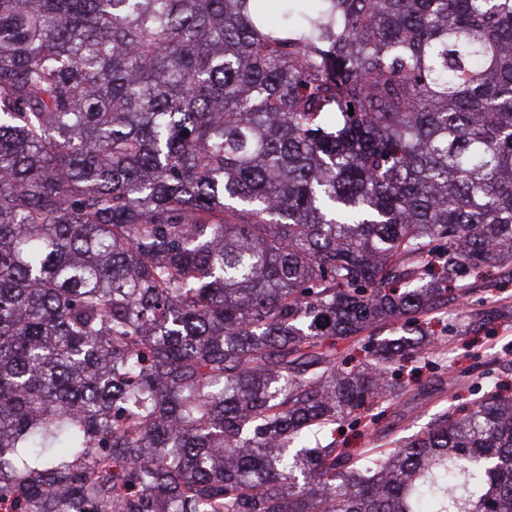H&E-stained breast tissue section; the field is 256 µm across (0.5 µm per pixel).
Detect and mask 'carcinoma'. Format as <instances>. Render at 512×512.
I'll return each instance as SVG.
<instances>
[{
    "label": "carcinoma",
    "instance_id": "obj_1",
    "mask_svg": "<svg viewBox=\"0 0 512 512\" xmlns=\"http://www.w3.org/2000/svg\"><path fill=\"white\" fill-rule=\"evenodd\" d=\"M505 265L512 0H0L9 512H512L496 385L316 440Z\"/></svg>",
    "mask_w": 512,
    "mask_h": 512
}]
</instances>
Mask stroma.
Wrapping results in <instances>:
<instances>
[{
	"instance_id": "1",
	"label": "stroma",
	"mask_w": 512,
	"mask_h": 512,
	"mask_svg": "<svg viewBox=\"0 0 512 512\" xmlns=\"http://www.w3.org/2000/svg\"><path fill=\"white\" fill-rule=\"evenodd\" d=\"M429 328L439 345L426 355L420 380L388 404L379 428L350 420L337 426L338 447H394L433 427L439 415L477 402L487 384L512 385V270L473 286L463 300L435 314Z\"/></svg>"
}]
</instances>
